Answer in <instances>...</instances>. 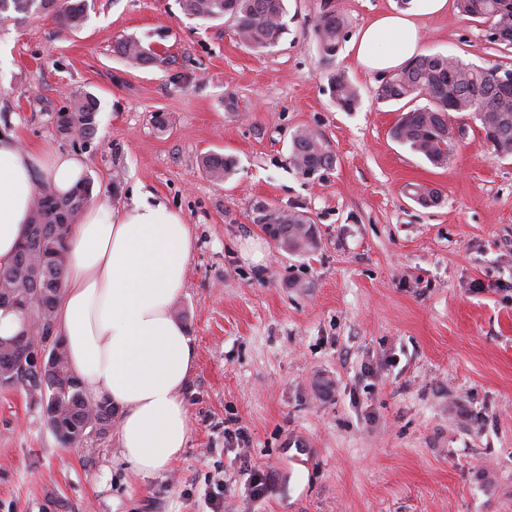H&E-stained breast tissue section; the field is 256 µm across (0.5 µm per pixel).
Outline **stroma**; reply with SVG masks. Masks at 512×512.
Listing matches in <instances>:
<instances>
[{
    "instance_id": "35a3bbf8",
    "label": "stroma",
    "mask_w": 512,
    "mask_h": 512,
    "mask_svg": "<svg viewBox=\"0 0 512 512\" xmlns=\"http://www.w3.org/2000/svg\"><path fill=\"white\" fill-rule=\"evenodd\" d=\"M328 1L348 20L330 61L313 31ZM89 3L74 31L41 14L0 24V135L84 155L93 203L148 193L190 224L175 301L196 350L190 436L134 484L116 432L61 448L22 388L0 390V512H212L217 498L224 512H512V156L467 112L452 115L447 166L392 137L398 107L377 101L380 76L353 42L396 0H286L287 31L261 52L178 0ZM419 22L423 53L512 68V46L456 6ZM127 37L155 50L151 65L114 53ZM335 70L359 90L355 111L330 98ZM86 92L94 139H59L57 112ZM300 129L324 138L333 167L293 169ZM208 153L236 157L223 183L199 168ZM419 184L441 204L409 198ZM258 201L307 212L318 249L281 250L250 219Z\"/></svg>"
}]
</instances>
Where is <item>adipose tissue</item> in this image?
Returning <instances> with one entry per match:
<instances>
[{
  "instance_id": "ef3b65f1",
  "label": "adipose tissue",
  "mask_w": 512,
  "mask_h": 512,
  "mask_svg": "<svg viewBox=\"0 0 512 512\" xmlns=\"http://www.w3.org/2000/svg\"><path fill=\"white\" fill-rule=\"evenodd\" d=\"M420 52L415 19L384 14L363 29L356 57L381 73ZM86 176L80 154L0 136V268L14 259L39 184L63 195ZM192 247L181 213L143 198L88 206L72 227L58 333L86 393L116 408L121 453L138 477L168 470L189 435L182 392L195 351L173 305Z\"/></svg>"
}]
</instances>
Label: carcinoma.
Listing matches in <instances>:
<instances>
[{
	"label": "carcinoma",
	"instance_id": "obj_1",
	"mask_svg": "<svg viewBox=\"0 0 512 512\" xmlns=\"http://www.w3.org/2000/svg\"><path fill=\"white\" fill-rule=\"evenodd\" d=\"M459 12L473 21H491L512 30V0H455ZM183 11L204 21L230 17L239 41L253 50L276 46L285 33L284 0H180ZM87 0H0V19L11 14L44 13L63 30H76L85 24ZM314 34L320 52L327 60L336 57L346 37V19L336 8H327L316 19ZM116 53L131 66L143 67L154 61L151 49L135 38L118 42ZM489 73L483 68L441 54L413 58L405 66L385 77L376 88L382 102L419 100L426 104L402 113L391 130L392 136L410 151L436 167L448 164L454 140L451 113L470 112L479 122L486 142L495 153L512 156V90L497 93L487 88ZM332 101L344 112H352L359 101L358 90L342 71L328 76ZM98 100L82 93L70 100L68 107L57 113L55 129L63 140L92 139L97 131ZM336 158L322 137L301 129L291 140L289 162L302 176H312L335 163ZM236 167L231 156L209 153L201 157L200 169L214 183L229 178ZM414 200L423 207L440 203L441 193L419 185L413 190ZM92 183L77 185L67 196L59 197L46 186H40L31 205L30 223H66L45 243H34L25 237L20 242L10 266L0 269V313L20 316V328L26 323L38 324L41 335L35 345L54 357L46 373L55 387L42 390L37 375L23 385L40 417L57 442L65 448L78 445L96 430L112 426L115 416L112 403L93 399L83 390L81 381L69 367L67 349L61 337L53 334L55 307L59 300L68 263V238L84 207L91 201ZM251 221L279 247L291 253H308L318 247L314 222L305 212L283 209L258 201L251 211ZM18 333L0 336V379L19 376L12 358L18 353Z\"/></svg>",
	"mask_w": 512,
	"mask_h": 512
}]
</instances>
